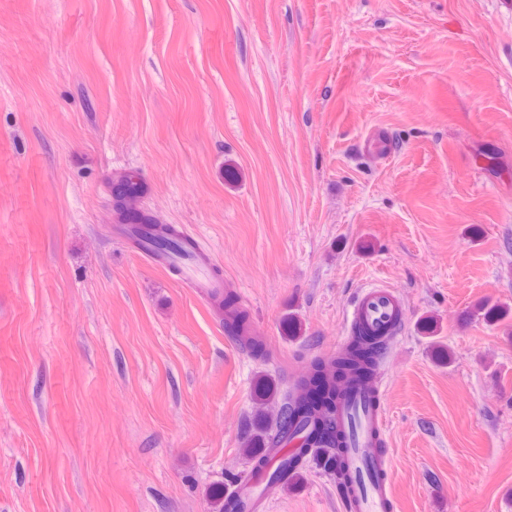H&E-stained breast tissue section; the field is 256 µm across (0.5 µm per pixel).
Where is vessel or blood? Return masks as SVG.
I'll list each match as a JSON object with an SVG mask.
<instances>
[{
  "label": "vessel or blood",
  "mask_w": 512,
  "mask_h": 512,
  "mask_svg": "<svg viewBox=\"0 0 512 512\" xmlns=\"http://www.w3.org/2000/svg\"><path fill=\"white\" fill-rule=\"evenodd\" d=\"M161 269L179 267L180 278L198 294L210 296L222 290L223 283L213 278L207 265L185 260L179 255H147ZM406 317V305L399 292L389 286L364 289L356 297L347 323L352 330L367 336L388 339L396 336ZM336 422L346 436L345 458L350 481L341 494L347 512H393L394 495L386 456L377 450L384 425L383 406L376 384L359 385L352 392L340 393ZM237 497L247 512H263L269 498L266 477L252 475L237 487Z\"/></svg>",
  "instance_id": "obj_1"
}]
</instances>
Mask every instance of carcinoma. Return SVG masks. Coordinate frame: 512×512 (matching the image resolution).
Segmentation results:
<instances>
[{"mask_svg":"<svg viewBox=\"0 0 512 512\" xmlns=\"http://www.w3.org/2000/svg\"><path fill=\"white\" fill-rule=\"evenodd\" d=\"M112 195L117 223L140 224L146 229L158 227V222L151 214L129 205V199H138L143 195L139 182L129 176L122 177L112 183ZM147 241L158 252L173 251L185 256L191 255L180 231L170 224L164 225V231L159 235H147ZM211 302L222 310L221 316L225 325L244 337L254 351L261 350L259 340L245 335L248 320L243 311L229 303L222 294L212 296ZM381 346V341L370 336L358 337L349 351L342 356L330 359L327 365L321 362L315 364L298 391L285 394L280 415L276 419L257 416L254 433L243 448L244 454L252 463L251 471L257 472L271 467L269 459L261 455L263 448L283 447L302 433V447L277 461L270 473V482H277L290 472L302 469L311 448L322 449V456L333 467L338 481L344 482L345 468L341 464V457L346 445L334 420L336 376L350 382L357 378L369 380L373 377L374 358ZM209 495L214 512H244L241 503L224 498V486L221 484L214 485Z\"/></svg>","mask_w":512,"mask_h":512,"instance_id":"cac0c4a2","label":"carcinoma"}]
</instances>
